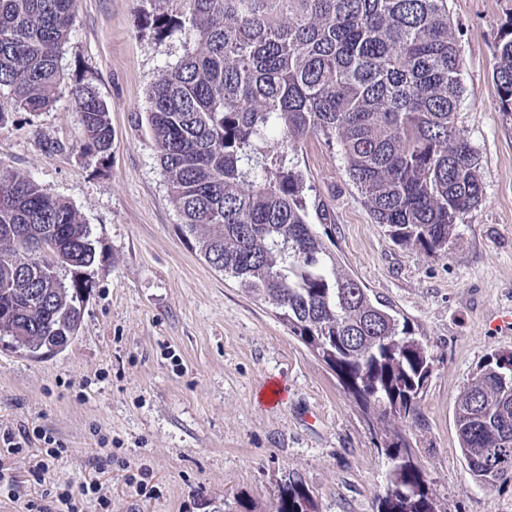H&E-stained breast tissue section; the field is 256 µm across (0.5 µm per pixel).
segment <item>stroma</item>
I'll use <instances>...</instances> for the list:
<instances>
[{
    "mask_svg": "<svg viewBox=\"0 0 512 512\" xmlns=\"http://www.w3.org/2000/svg\"><path fill=\"white\" fill-rule=\"evenodd\" d=\"M140 0H78L61 47L58 100L42 112L0 109V170L34 177L93 230L99 259L77 337L41 358L0 345V429L41 428L65 448L45 479L29 454L7 461L25 512L59 485L98 479L82 512H276L278 490L301 477L319 512H377L390 461L336 375L290 336L269 304L200 256L178 230L147 122L149 92L197 35L164 30ZM464 87L457 127L475 151L483 200L465 214L448 256L396 244L375 223L338 145L308 138L294 161L319 209L309 221L342 264L425 337L433 370L415 416L398 421L437 512H512V480L477 485L459 448V395L493 355L512 353V116L499 108L492 70L512 0H449ZM92 83L112 120V149L83 147L71 94ZM285 392L266 401L269 380ZM111 471H102L104 455ZM152 479L143 491L130 480Z\"/></svg>",
    "mask_w": 512,
    "mask_h": 512,
    "instance_id": "stroma-1",
    "label": "stroma"
}]
</instances>
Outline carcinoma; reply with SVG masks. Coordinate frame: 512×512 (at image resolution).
Instances as JSON below:
<instances>
[{
    "instance_id": "carcinoma-1",
    "label": "carcinoma",
    "mask_w": 512,
    "mask_h": 512,
    "mask_svg": "<svg viewBox=\"0 0 512 512\" xmlns=\"http://www.w3.org/2000/svg\"><path fill=\"white\" fill-rule=\"evenodd\" d=\"M157 28L177 3L198 43L162 72L148 123L183 236L224 276L273 306L288 330L377 421L417 411L433 358L393 307L370 295L308 221L292 153L313 135L339 144L378 224L398 244L446 256L482 201L476 155L455 123L463 60L448 0H149ZM77 0H0V90L18 110L52 106L58 53ZM492 78L512 115V26ZM88 153L104 161L112 122L96 88L74 89ZM280 150L268 149L272 137ZM0 343L35 356L77 334L97 250L90 225L33 177L0 172ZM47 244L40 256L35 235ZM70 270L65 280L61 271ZM476 483L512 479V354L494 356L457 402ZM382 445L410 447L387 429ZM380 512H436L420 469L388 473ZM277 512H318L300 478Z\"/></svg>"
}]
</instances>
